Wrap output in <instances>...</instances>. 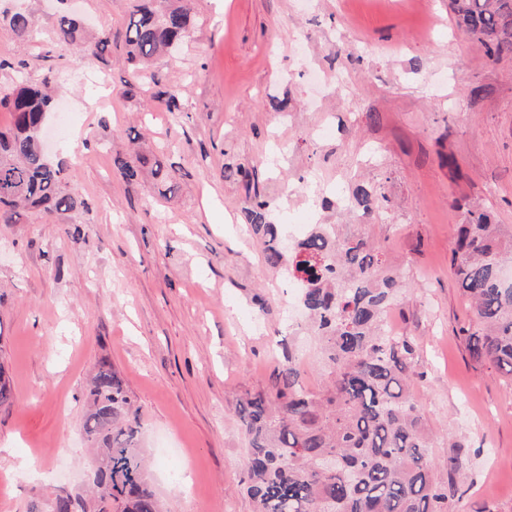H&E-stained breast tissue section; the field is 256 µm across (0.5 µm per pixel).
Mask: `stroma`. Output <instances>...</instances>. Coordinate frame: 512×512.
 Segmentation results:
<instances>
[{
  "mask_svg": "<svg viewBox=\"0 0 512 512\" xmlns=\"http://www.w3.org/2000/svg\"><path fill=\"white\" fill-rule=\"evenodd\" d=\"M73 6L91 34H110L103 56L56 47L61 0H0V12L36 21L24 46L0 23L11 63L0 85L61 75L50 158L69 162L81 200L62 217L29 210L0 224V361L15 389L0 409V512L84 488L86 380L103 358L141 407L148 478L168 512H253L240 400L267 388L286 343L311 391L325 375L315 337L288 327V291L246 208L257 191L272 222L303 220L311 169L340 194L365 181L388 197L372 217L339 203L322 215L383 247L401 273L389 319L417 347L413 394L433 457L466 461L458 512H512V386L458 338L472 311L450 267L468 211L512 229V55L486 56L449 0L424 11L408 0H192L196 29L153 65L183 85L182 114L152 88L125 93L131 0ZM315 73L327 78L318 89ZM329 113L335 135L312 140ZM136 140L172 164L167 197L150 174L129 184L115 168ZM373 144L383 152L369 164ZM228 163L248 167L251 183L225 178ZM20 456L34 473L16 469Z\"/></svg>",
  "mask_w": 512,
  "mask_h": 512,
  "instance_id": "obj_1",
  "label": "stroma"
}]
</instances>
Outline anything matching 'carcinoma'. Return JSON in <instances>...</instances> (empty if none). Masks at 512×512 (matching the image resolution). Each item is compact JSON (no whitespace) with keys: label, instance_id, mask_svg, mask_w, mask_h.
Listing matches in <instances>:
<instances>
[{"label":"carcinoma","instance_id":"carcinoma-1","mask_svg":"<svg viewBox=\"0 0 512 512\" xmlns=\"http://www.w3.org/2000/svg\"><path fill=\"white\" fill-rule=\"evenodd\" d=\"M456 23L477 36L490 58L512 55V0H451ZM18 42L29 43L35 22L25 10L6 12ZM197 19L179 0H134L126 24L128 93L145 82L160 86L148 62L170 51L196 27ZM84 28L71 15L60 17L59 43L80 56L101 55L107 35L83 41ZM47 75L31 84L19 77L0 87V107L13 124L0 129V223L12 224L21 209L65 215L80 201L68 188V167L42 150L40 129L53 110ZM157 98L169 112L185 111L183 87L160 86ZM147 158L134 151L117 157L122 179L138 181ZM358 204L377 209L389 199L369 184L352 191ZM269 202L254 194L247 209L250 227L263 247L267 266L293 267L305 275L301 301L308 326L320 341L326 386L309 391L301 361L284 351L264 392L241 402L238 417L247 440V496L255 512H457V483L465 462L431 459L434 439L412 395L416 349L408 339L391 338L384 318L402 287L400 274L380 249L356 233H312L290 253L281 226L268 215ZM512 260V235L483 211H468L457 225L451 269L472 306V324L460 328L472 361L509 378L512 386V283L501 268ZM15 400L0 364V407ZM83 432L94 478L90 497L60 492L35 500L29 512H164L145 481L140 450L139 408L106 360L90 377Z\"/></svg>","mask_w":512,"mask_h":512}]
</instances>
